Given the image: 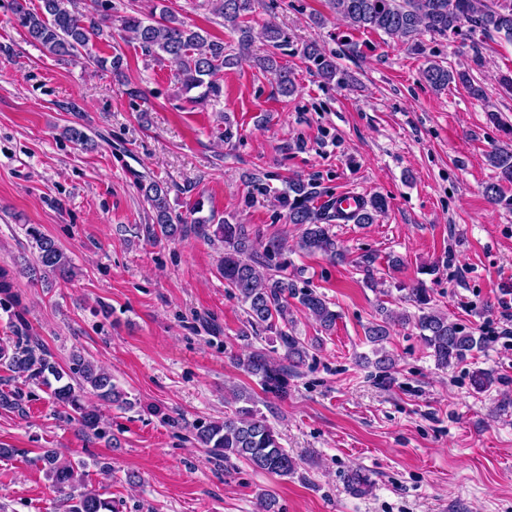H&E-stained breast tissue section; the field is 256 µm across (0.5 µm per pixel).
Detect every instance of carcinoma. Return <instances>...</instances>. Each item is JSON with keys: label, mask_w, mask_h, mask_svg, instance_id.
<instances>
[{"label": "carcinoma", "mask_w": 512, "mask_h": 512, "mask_svg": "<svg viewBox=\"0 0 512 512\" xmlns=\"http://www.w3.org/2000/svg\"><path fill=\"white\" fill-rule=\"evenodd\" d=\"M255 0H215L214 11L224 18V24L239 33L238 53H224V43L211 40L186 26L175 15L164 10L159 18L145 22L135 15L120 19L122 30L132 35L145 55L157 59L170 58L177 65L175 81L184 93L200 90L196 99L206 100L220 95V86L212 77L221 69L237 65L246 59L252 42L251 27L245 17L253 12ZM330 10L354 30L381 31L405 44L415 43L421 30L446 36L468 26L471 32L484 37L497 35L512 42V0H327ZM13 10L31 42L52 55L82 61L84 65L111 66L112 75L123 76L124 62L120 55L108 61L96 54V42L112 37L107 20L92 13L75 9V0H40L30 8L27 0H13ZM262 35L274 48L286 45L285 34L274 24L265 25ZM303 58L314 67L320 79L330 82L336 78L335 56L315 44H307ZM262 69L276 78L280 92L289 95L295 91L294 80L288 68L277 63L274 56L264 59ZM431 86L441 89L452 83L463 86L477 98L483 89L468 70H448L432 64L423 72ZM490 163L500 170V179L512 182V150L498 149L489 155ZM139 189L154 213V223L146 227L148 237L167 240L193 233L198 237H217L224 244V258L220 267L224 284L238 293L245 305L246 321L252 328L273 331L286 350L285 362L270 361L261 351H253L237 360L247 373L259 378L264 392L282 396L288 391L290 372L305 362L308 350L289 332L288 298L298 300L305 313L313 317L326 331L336 326V311L330 309L325 296L313 290L296 291L294 284L262 271L267 253L279 250L271 243L266 254L256 253L247 229L232 224L209 212L204 216V203L196 200L183 214L170 203L169 187L160 181L139 182ZM320 196L315 184L299 178L288 181V193L278 196V203L288 210V223L302 227L301 248L309 253H320L331 260H344L345 254L330 233L334 221L355 224H373L387 211L388 201L381 195L363 199L356 212L347 215L329 199L315 205ZM35 243L36 258L27 267L31 280L44 284L55 278H70L74 274L70 258L53 239L34 224L26 229ZM408 301L418 313L407 314L379 305V319L365 328L368 342L379 354L375 360L378 369L391 365V358L383 343L395 325L414 323L426 346L432 350L436 364L448 368L482 348L483 339L434 307L430 290L419 283L409 289ZM0 359L8 361L15 373L28 380H36L51 389L59 405L77 415L81 426L97 438L105 436L100 427L102 415L84 404L86 394L99 400L124 407L130 404L127 393L120 390L112 376L97 368L80 355H73L71 365L64 370L49 359L41 348L0 346ZM244 401L233 415L222 421H212L195 427L196 439L225 461L244 460L255 470L290 477L297 473L298 463L280 445L274 431L254 406L251 395L236 394ZM41 461L54 485L62 490L76 488L75 468L60 462L59 455L48 451ZM71 512H112V502L95 492L71 494Z\"/></svg>", "instance_id": "1"}]
</instances>
